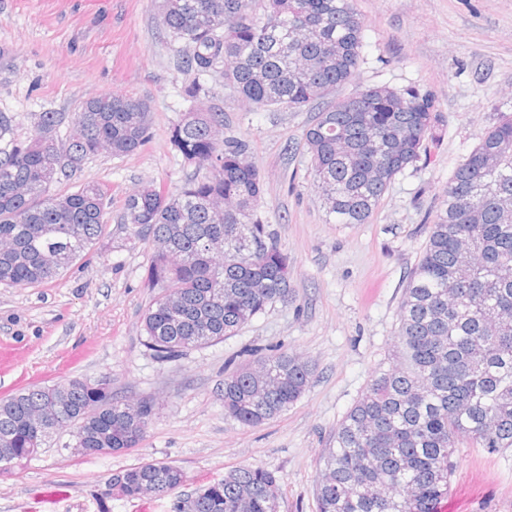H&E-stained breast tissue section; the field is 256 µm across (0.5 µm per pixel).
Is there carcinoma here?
I'll return each mask as SVG.
<instances>
[{
	"label": "carcinoma",
	"instance_id": "obj_1",
	"mask_svg": "<svg viewBox=\"0 0 512 512\" xmlns=\"http://www.w3.org/2000/svg\"><path fill=\"white\" fill-rule=\"evenodd\" d=\"M159 26L182 44L177 68L193 108L171 138L203 174L171 194L147 183L128 196L123 220L153 249L143 315L145 346L160 360L235 334L292 295L288 256L258 213L264 195L249 145L224 138V111L210 104L208 79L255 108H315L305 133L315 187L338 224H363L395 176L417 162L441 122L434 99L413 86L329 96L349 83L361 59L364 24L353 0H158ZM59 112H40L15 136L0 112V285L38 287L58 278L104 234L110 198L98 183L51 192L102 152L128 155L150 138V106L122 94L82 102L66 135ZM393 361L375 372L336 428L315 494L319 512H437L450 488L456 440L490 452L512 448V118L486 133L448 183L444 209L400 303ZM224 376V411L258 426L287 409L313 378L287 353ZM120 398L82 379L32 385L0 399V445L9 467L54 436L66 448L109 455L135 448L154 406L144 400L130 425ZM46 413L36 433L29 417ZM184 472L161 462L112 475V494L161 498ZM271 472L240 468L202 485L174 512H277Z\"/></svg>",
	"mask_w": 512,
	"mask_h": 512
}]
</instances>
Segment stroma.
Masks as SVG:
<instances>
[{"mask_svg":"<svg viewBox=\"0 0 512 512\" xmlns=\"http://www.w3.org/2000/svg\"><path fill=\"white\" fill-rule=\"evenodd\" d=\"M364 23L359 66L336 100L376 86L431 95L443 122L426 154L398 174L364 224L329 220L314 186L304 134L314 112L252 110L210 79L224 136L242 139L264 183L259 214L292 264V296L223 342L161 362L144 344L151 250L121 222L126 198L153 181L177 192L195 173L170 140L189 104L178 44L159 27L154 0H0V112L27 136L37 113L73 118L91 97L146 101L152 136L134 153H101L71 180L95 182L112 205L97 245L49 284L0 286V345L16 359L0 371V398L30 384L111 379L122 398L155 403L137 448L74 456L51 440L35 457L0 471V512H173L176 495L112 496V474L146 462L183 470L181 492L243 466L279 481L278 512H317L322 457L375 371L388 367L409 272L422 256L456 169L500 120L512 117V0H354ZM277 349L308 361L312 384L258 426L224 412L225 375ZM441 512H512V449L490 453L460 441Z\"/></svg>","mask_w":512,"mask_h":512,"instance_id":"obj_1","label":"stroma"}]
</instances>
